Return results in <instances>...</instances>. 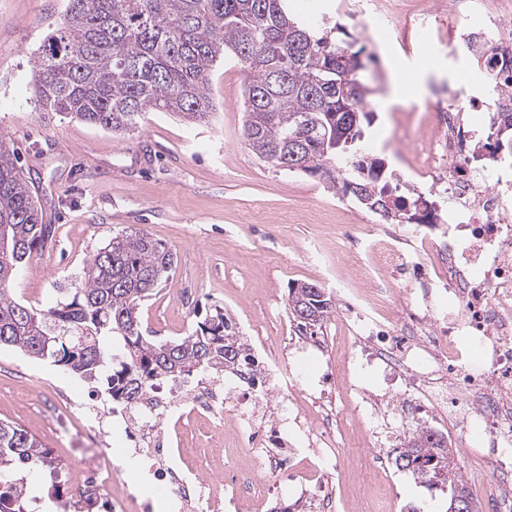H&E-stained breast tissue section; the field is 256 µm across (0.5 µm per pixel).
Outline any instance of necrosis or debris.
<instances>
[{"instance_id":"1","label":"necrosis or debris","mask_w":512,"mask_h":512,"mask_svg":"<svg viewBox=\"0 0 512 512\" xmlns=\"http://www.w3.org/2000/svg\"><path fill=\"white\" fill-rule=\"evenodd\" d=\"M448 11L456 22L447 33L437 34V41L468 44L487 80L512 75V60L502 54L507 43L497 16L477 0L466 5L449 0ZM468 109L512 112V95L501 92L489 101L462 89L456 99L429 102L425 121L435 133L426 138L410 167L414 178L438 179L447 198L442 229L448 256L426 275L423 294L431 296L440 286L448 290V355L440 357L428 337L417 333L382 337L381 348L368 361L381 369L385 380L400 372L409 377L410 393L400 397L393 416L420 427L425 415L441 412L453 428L488 435L489 451L473 450L471 459L480 470L498 476L506 463L495 449L512 435V159L502 153L485 157L477 130L465 126ZM461 336L484 348L486 372L470 371L469 353L457 342ZM279 367L278 356L268 351L256 373L238 372L220 384L201 380L159 386L125 412L121 422L126 439L148 462L153 479L173 488L180 512H261L269 492L257 471L228 470L221 486L190 475L175 465L173 434L187 415L207 418L218 427L230 422L246 439L249 453L260 458L268 447L278 448L275 460L279 468H287L294 455L293 437L280 424L258 418L267 384ZM299 430L313 451L299 482L322 484L331 464L333 421H304ZM68 485L71 496L82 500L118 489V496H112L113 512H153L150 498L129 491L122 482L108 447L72 469Z\"/></svg>"}]
</instances>
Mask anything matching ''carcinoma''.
<instances>
[{
  "instance_id": "1",
  "label": "carcinoma",
  "mask_w": 512,
  "mask_h": 512,
  "mask_svg": "<svg viewBox=\"0 0 512 512\" xmlns=\"http://www.w3.org/2000/svg\"><path fill=\"white\" fill-rule=\"evenodd\" d=\"M292 15L288 0H68L64 21L35 52L32 80L41 104L116 135L137 128L147 112L206 122L214 64L231 58L246 73L243 138L260 159L288 171H323L334 190L353 196L397 224H428L406 197L392 194L384 160L360 153L374 111L361 51L337 34ZM44 223L28 181L0 139V347L49 360L103 381L128 405L165 379L250 368L246 340L219 310L194 332L165 344L144 336L138 309L168 278L174 253L146 231H123L83 267L73 288L46 309L9 291L13 276L44 247ZM322 291L290 288L288 311L298 331L322 326L331 313ZM394 464L432 489L447 474L448 493L470 495L455 452L430 431L411 429ZM63 465L22 427L0 420V512H31L27 476L47 471L60 496Z\"/></svg>"
}]
</instances>
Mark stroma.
I'll use <instances>...</instances> for the list:
<instances>
[{"label": "stroma", "instance_id": "35a3bbf8", "mask_svg": "<svg viewBox=\"0 0 512 512\" xmlns=\"http://www.w3.org/2000/svg\"><path fill=\"white\" fill-rule=\"evenodd\" d=\"M301 14L315 12L343 26L370 60L365 79L373 89L376 114L367 137L377 140L375 156L385 158L395 178L410 176L416 147L397 136L395 108L422 104L433 92L473 81L485 93L488 83L465 52L436 48L425 31L413 35L412 52L376 33L377 14L360 23L358 0H293ZM66 0H0V139L13 152L35 201L54 233L31 253L12 281V296L38 309L51 306L57 291L74 284L86 262L113 234L141 229L175 255L167 281L142 302L139 320L145 335L172 341L193 332L215 308L230 313L241 335L276 342L288 289L317 284L332 300L321 333L337 337L331 353L293 348L282 360L276 388L279 405L287 391L339 397V384H322L330 358L355 354L357 316L352 292L367 277H384L394 303L405 312L419 309L413 292L418 277L384 268L386 230L400 237H436L435 224L387 225L351 198L328 188L319 176L289 172L260 160L242 138L244 73L232 59L212 72L210 94L219 110L213 120L190 124L169 112H150L138 129L117 136L101 127L42 107L31 75V55L58 22ZM421 76L418 94L390 96L401 76ZM111 411L109 398L93 396L89 382L47 361L0 348V419L21 425L42 441L53 457L70 465L98 451L87 411ZM336 430L335 512H388L390 501L413 504L423 512H445L441 491L415 483L411 474L387 481L371 467L359 422L342 410ZM467 485H480L482 512H512L505 489L474 469L472 436L449 434ZM189 464L202 476L221 479L225 468L252 466L232 435L201 419L185 420L181 441ZM273 490L267 505L280 512H303L302 487L284 471H264Z\"/></svg>", "mask_w": 512, "mask_h": 512}]
</instances>
